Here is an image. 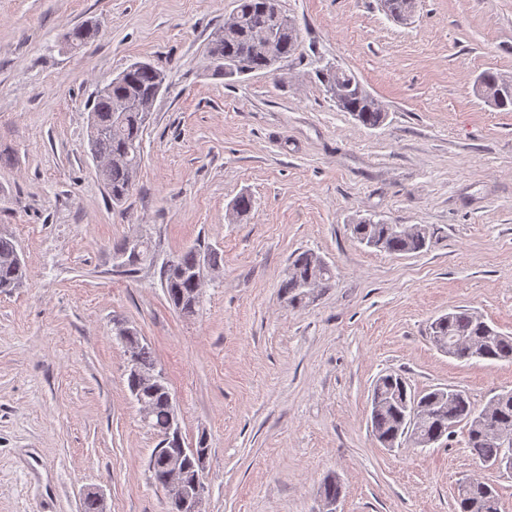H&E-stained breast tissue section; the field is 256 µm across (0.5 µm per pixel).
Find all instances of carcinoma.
Masks as SVG:
<instances>
[{
    "mask_svg": "<svg viewBox=\"0 0 512 512\" xmlns=\"http://www.w3.org/2000/svg\"><path fill=\"white\" fill-rule=\"evenodd\" d=\"M238 24L234 28H221L207 47V57L214 71L226 76H244L254 72L275 70L286 58L296 55L300 47V32L294 18L287 15L281 0H236L234 9ZM273 31L276 38L268 51L254 48V36ZM98 34L93 25L69 30L65 35L68 47H82ZM323 87L337 85L344 101V111L351 113L367 128H376L386 119V112L368 100V91L350 71L324 67L317 72ZM167 74L150 62H141L127 68L111 81L112 88L100 90L91 111L89 148L99 159V176L108 197L115 206L123 205L134 185L143 159V130L145 123L139 117L137 102L155 95ZM477 83L492 96L498 109L512 107V82L493 71H485ZM121 111L124 120L117 124L113 114ZM355 238L362 244L388 253H417L426 248L432 237L430 230L417 227V232L406 234L396 224L362 218L352 225ZM209 266L219 264V253L214 249L201 252L191 248L167 260L161 268L162 283L168 301L175 309H182L193 296L197 285L192 272L200 259ZM155 253L151 241L139 255L129 260L124 273L133 275L142 267L154 263ZM335 274L322 257L306 251L289 265L280 284V295L293 308L309 305L303 284L308 280L331 286ZM25 269L14 240L0 236V292L10 293L23 286ZM438 333L448 341V356L464 362L472 360L512 363V336L504 335L467 309H454L443 321H434ZM130 357L135 369L128 373V388L139 390L142 399L151 407L148 426L160 438V451L152 453L149 468L156 484L166 487L164 454L176 450L170 440L171 406L166 392L147 381L158 369L154 351L138 338L128 341ZM430 412L427 419L413 432L429 438L434 435L449 437L452 428L460 423L468 425V447L472 454L488 464L507 452L512 444L504 445L502 432L512 435V392L494 396L478 412L468 395L451 387H436L426 393L414 394L408 390L403 377L386 374L378 377L372 389L371 427L374 437L383 445L393 448L408 442L403 437V422L411 415L414 405Z\"/></svg>",
    "mask_w": 512,
    "mask_h": 512,
    "instance_id": "cac0c4a2",
    "label": "carcinoma"
}]
</instances>
